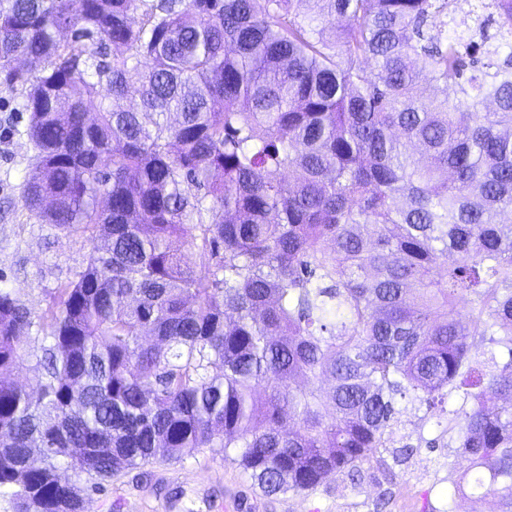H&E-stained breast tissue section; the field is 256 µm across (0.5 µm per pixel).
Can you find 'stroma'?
Returning a JSON list of instances; mask_svg holds the SVG:
<instances>
[{"label": "stroma", "mask_w": 512, "mask_h": 512, "mask_svg": "<svg viewBox=\"0 0 512 512\" xmlns=\"http://www.w3.org/2000/svg\"><path fill=\"white\" fill-rule=\"evenodd\" d=\"M27 123L21 97L0 88V279L38 315L52 289L85 266L90 245L51 230L24 207L34 157ZM465 407L460 389L449 391L440 411L400 402L386 447L361 463L354 481L333 479L313 491L268 497L252 489L223 449L208 448L178 463L148 466L142 479L122 472L91 495L87 512H455L448 490L466 460L446 427L460 422Z\"/></svg>", "instance_id": "1"}]
</instances>
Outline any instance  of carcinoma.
<instances>
[{
    "mask_svg": "<svg viewBox=\"0 0 512 512\" xmlns=\"http://www.w3.org/2000/svg\"><path fill=\"white\" fill-rule=\"evenodd\" d=\"M489 2L493 34L453 0H0L23 206L90 245L39 316L0 284L14 512H85L200 448L266 496L313 491L357 476L400 401L458 386L453 495L512 512V361L471 355L512 358V0Z\"/></svg>",
    "mask_w": 512,
    "mask_h": 512,
    "instance_id": "obj_1",
    "label": "carcinoma"
}]
</instances>
